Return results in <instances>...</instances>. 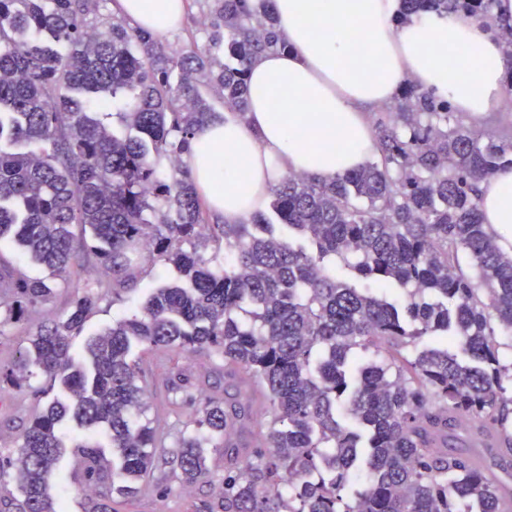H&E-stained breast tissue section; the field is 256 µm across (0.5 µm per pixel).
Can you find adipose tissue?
Here are the masks:
<instances>
[{
  "mask_svg": "<svg viewBox=\"0 0 512 512\" xmlns=\"http://www.w3.org/2000/svg\"><path fill=\"white\" fill-rule=\"evenodd\" d=\"M156 35L178 28L186 0H118ZM280 47L247 71L248 109L199 128L189 164L206 208L234 224L262 207L286 173L332 179L363 165L374 145L369 112L413 81L482 118L512 106L511 60L487 23L422 14L400 21V0H271ZM491 227L512 226V170L480 181Z\"/></svg>",
  "mask_w": 512,
  "mask_h": 512,
  "instance_id": "obj_1",
  "label": "adipose tissue"
}]
</instances>
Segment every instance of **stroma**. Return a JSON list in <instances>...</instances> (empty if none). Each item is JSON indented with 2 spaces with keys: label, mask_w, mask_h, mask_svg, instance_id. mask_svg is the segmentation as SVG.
<instances>
[{
  "label": "stroma",
  "mask_w": 512,
  "mask_h": 512,
  "mask_svg": "<svg viewBox=\"0 0 512 512\" xmlns=\"http://www.w3.org/2000/svg\"><path fill=\"white\" fill-rule=\"evenodd\" d=\"M178 280L179 274L173 266L142 264L135 288L123 292L121 300L117 302L113 301L108 291L112 275L101 266H94L91 272L83 274L80 282L57 281L54 294L46 305L25 310L19 318L0 329V364L12 363L24 353L39 326L66 318L82 287L100 288L104 294L81 333L71 339V354L78 361L85 355L88 338L110 326L114 319L140 306L149 288L174 284ZM133 357L138 361L151 390L147 415L165 432L167 440H174L178 431L194 416L192 404L167 390L166 381L170 373L186 375L195 394L217 398L224 395V373L216 368L207 350H169L160 353L138 346L133 350ZM44 383L43 377L35 376L23 390L0 393V422L10 424L9 429L0 431V455L6 457L14 453L24 427L45 409L51 396L60 395L61 390L57 387L53 388L51 395L42 394ZM84 439L83 432L77 429L71 430L65 437L68 451L63 460V483L57 490L64 512H90L94 502L99 499L98 494L86 491L72 452L73 447ZM156 454L164 458L165 463L153 471L147 489L133 495L111 494L112 512H206L208 506L217 504L226 464L223 449L208 450L207 467L211 476L190 487L181 483L178 465L172 460L170 449H157Z\"/></svg>",
  "instance_id": "stroma-1"
}]
</instances>
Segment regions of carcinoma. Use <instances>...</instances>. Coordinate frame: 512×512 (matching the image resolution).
<instances>
[{
	"label": "carcinoma",
	"instance_id": "1",
	"mask_svg": "<svg viewBox=\"0 0 512 512\" xmlns=\"http://www.w3.org/2000/svg\"><path fill=\"white\" fill-rule=\"evenodd\" d=\"M211 2L204 46L175 51L118 17L95 36L85 27L88 0H0V239L13 234L63 280L81 277L95 256L112 271L115 299L136 283L135 260L172 265L181 277L91 337L86 369L74 366L70 339L100 299L91 289L0 365V390L22 388L36 369L68 392L24 428L17 456L0 462V478L10 470L22 492L18 512H60L52 486L59 423L70 412L104 428L114 451L109 464L97 446L75 445L88 488L140 491L159 430L145 417L150 390L135 345L206 349L265 404L268 419L258 422L251 399H197L184 381L171 384L196 406L174 444L182 482L208 476L210 448L230 461L217 510L457 512V500L471 497L481 512H500L512 483L488 479L481 455L450 453L448 441L464 435L481 448L499 431L512 454V362L499 341L512 337V253L483 223L477 189L512 168V142L406 84L375 119V156L363 166L331 180L288 173L269 210L208 224L181 162L198 128L220 118L204 92L244 117L248 63L279 45L269 9ZM494 5L402 0L401 17L485 21ZM114 106L131 132L87 112ZM45 141L49 153L15 150ZM361 283L395 286L407 299L400 308ZM51 295L48 280L1 264L9 305L0 327ZM356 350L377 360L352 380L345 366ZM246 431L258 441L251 451L232 441ZM323 467L331 477L304 480Z\"/></svg>",
	"mask_w": 512,
	"mask_h": 512
}]
</instances>
